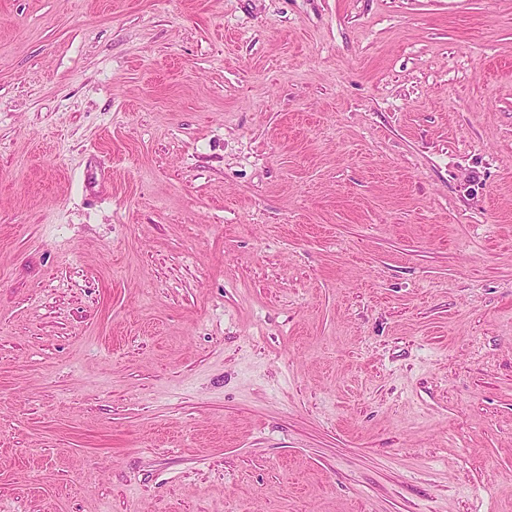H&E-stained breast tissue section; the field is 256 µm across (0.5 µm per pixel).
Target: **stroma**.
<instances>
[{"instance_id": "35a3bbf8", "label": "stroma", "mask_w": 512, "mask_h": 512, "mask_svg": "<svg viewBox=\"0 0 512 512\" xmlns=\"http://www.w3.org/2000/svg\"><path fill=\"white\" fill-rule=\"evenodd\" d=\"M0 512H512V0H0Z\"/></svg>"}]
</instances>
